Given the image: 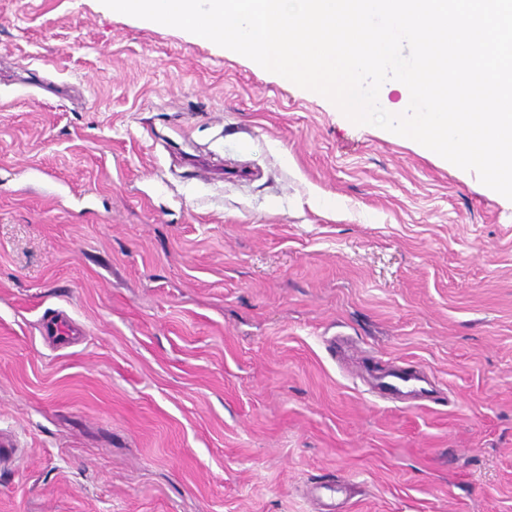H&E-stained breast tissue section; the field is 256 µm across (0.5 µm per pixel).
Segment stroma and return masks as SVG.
I'll return each mask as SVG.
<instances>
[{
  "mask_svg": "<svg viewBox=\"0 0 512 512\" xmlns=\"http://www.w3.org/2000/svg\"><path fill=\"white\" fill-rule=\"evenodd\" d=\"M1 432L0 512H512V200L187 31L0 0Z\"/></svg>",
  "mask_w": 512,
  "mask_h": 512,
  "instance_id": "obj_1",
  "label": "stroma"
}]
</instances>
